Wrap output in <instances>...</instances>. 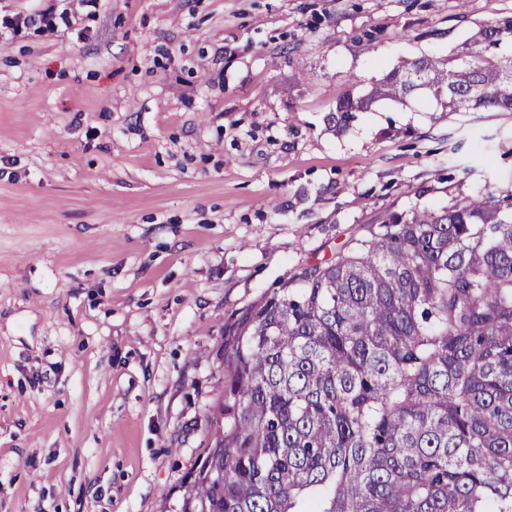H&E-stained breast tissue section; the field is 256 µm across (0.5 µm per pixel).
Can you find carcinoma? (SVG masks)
I'll return each mask as SVG.
<instances>
[{
  "instance_id": "obj_1",
  "label": "carcinoma",
  "mask_w": 512,
  "mask_h": 512,
  "mask_svg": "<svg viewBox=\"0 0 512 512\" xmlns=\"http://www.w3.org/2000/svg\"><path fill=\"white\" fill-rule=\"evenodd\" d=\"M512 112V17L337 102ZM179 512H512V189L394 213L224 322Z\"/></svg>"
}]
</instances>
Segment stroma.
<instances>
[{"mask_svg":"<svg viewBox=\"0 0 512 512\" xmlns=\"http://www.w3.org/2000/svg\"><path fill=\"white\" fill-rule=\"evenodd\" d=\"M0 512H178L234 311L512 186V112L337 102L512 0H0ZM39 23V29L42 32L53 33L56 30V16L52 10L47 9L43 12L37 13L35 16H16L10 20L3 22V28L10 31L13 35L19 32V30L25 26L28 27L32 24Z\"/></svg>","mask_w":512,"mask_h":512,"instance_id":"1","label":"stroma"}]
</instances>
